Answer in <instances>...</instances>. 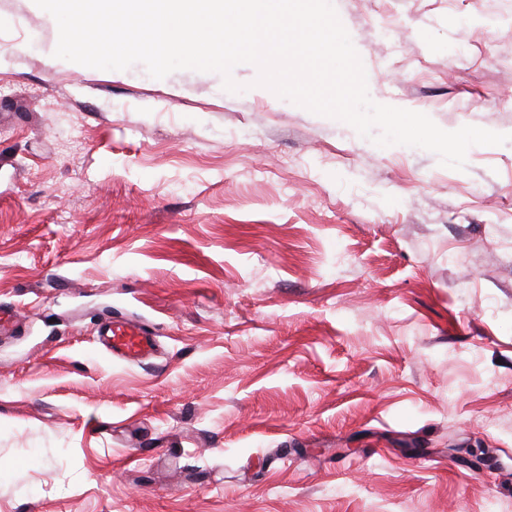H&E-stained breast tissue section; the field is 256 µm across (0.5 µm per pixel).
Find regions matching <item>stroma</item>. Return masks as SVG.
<instances>
[{
	"mask_svg": "<svg viewBox=\"0 0 512 512\" xmlns=\"http://www.w3.org/2000/svg\"><path fill=\"white\" fill-rule=\"evenodd\" d=\"M333 4L374 102L512 135V0ZM0 15V512H512V142L454 170ZM98 342L113 358L138 362L156 349L155 335L147 324L112 322L98 329Z\"/></svg>",
	"mask_w": 512,
	"mask_h": 512,
	"instance_id": "1",
	"label": "stroma"
}]
</instances>
